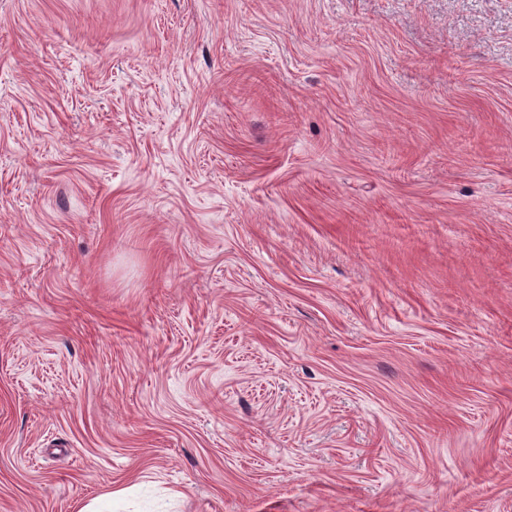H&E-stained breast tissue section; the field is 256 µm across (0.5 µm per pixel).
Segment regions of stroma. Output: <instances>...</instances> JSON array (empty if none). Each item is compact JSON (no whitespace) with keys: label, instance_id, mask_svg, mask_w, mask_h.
Instances as JSON below:
<instances>
[{"label":"stroma","instance_id":"1","mask_svg":"<svg viewBox=\"0 0 512 512\" xmlns=\"http://www.w3.org/2000/svg\"><path fill=\"white\" fill-rule=\"evenodd\" d=\"M512 512V0H0V512ZM138 484L121 489L116 492H110L90 499L87 503L82 505L78 512H112L113 501L117 498H123L131 494ZM113 512H117L113 510Z\"/></svg>","mask_w":512,"mask_h":512}]
</instances>
